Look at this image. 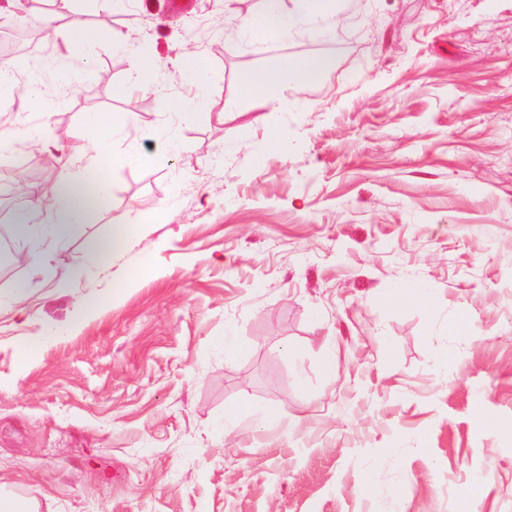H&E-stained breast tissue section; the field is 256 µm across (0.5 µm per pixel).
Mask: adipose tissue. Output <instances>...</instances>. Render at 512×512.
Listing matches in <instances>:
<instances>
[{"instance_id":"1","label":"adipose tissue","mask_w":512,"mask_h":512,"mask_svg":"<svg viewBox=\"0 0 512 512\" xmlns=\"http://www.w3.org/2000/svg\"><path fill=\"white\" fill-rule=\"evenodd\" d=\"M265 8L256 18H244L239 27L255 51H263L270 41H288L303 32L325 35L340 25L352 7L350 0H264ZM64 58L68 64V85L91 71L96 42L80 31H71L64 42ZM333 67L324 55L284 58L272 72L255 71L240 82L244 99L260 111L274 112L291 91L304 89L326 75ZM88 122L101 129L103 138L96 144H71L60 165L57 181L50 193L38 189L25 190L23 198L31 212L45 214L46 222L39 237H32L29 225L20 224L16 234L25 241L18 251L17 263L33 264L46 258L49 247L63 242L69 225L83 223L92 212L102 208L110 196V184L103 174L110 168L140 162L136 151L123 154L112 149L113 121L104 113L93 112Z\"/></svg>"}]
</instances>
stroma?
<instances>
[{"label":"stroma","instance_id":"35a3bbf8","mask_svg":"<svg viewBox=\"0 0 512 512\" xmlns=\"http://www.w3.org/2000/svg\"><path fill=\"white\" fill-rule=\"evenodd\" d=\"M224 2L34 4L60 17L49 48L109 39L77 90L43 74L39 140L0 153V184L98 139L90 112L149 161L109 170L107 206L44 263L0 275V488L54 512H458L474 488L477 512H512V0H360L332 36L261 54ZM186 52L210 74L189 121L165 109L201 92L182 77L128 88L132 54ZM325 52L278 111L241 97L244 75ZM116 224L124 248L86 262ZM406 284L428 302L390 303ZM18 286L30 316L5 300ZM235 403L252 411L227 434Z\"/></svg>","mask_w":512,"mask_h":512}]
</instances>
